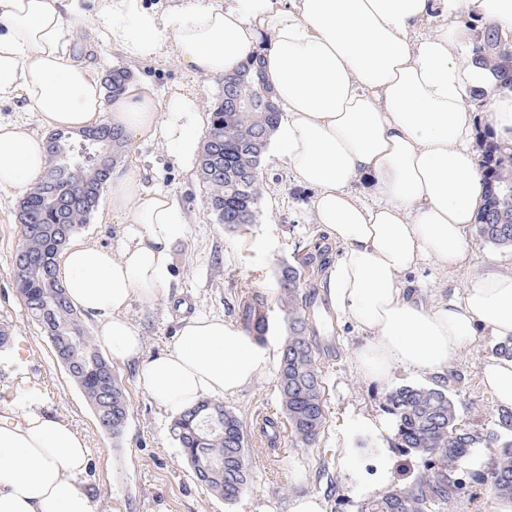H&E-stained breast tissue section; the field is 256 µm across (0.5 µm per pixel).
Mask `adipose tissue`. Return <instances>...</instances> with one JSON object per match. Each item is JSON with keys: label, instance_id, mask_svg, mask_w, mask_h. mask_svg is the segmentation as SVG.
<instances>
[{"label": "adipose tissue", "instance_id": "ef3b65f1", "mask_svg": "<svg viewBox=\"0 0 512 512\" xmlns=\"http://www.w3.org/2000/svg\"><path fill=\"white\" fill-rule=\"evenodd\" d=\"M75 0H0V101L23 103L52 131L109 122L125 140H161L192 160L200 146L196 101L160 100L145 80L106 98L102 77L75 58L64 10ZM512 45V0H101L99 24L130 62L176 54L209 77L260 56L288 121L280 145L296 182L312 190L315 221L344 248L320 288L337 320L364 342L357 367L371 383L395 368L445 382L480 337L512 335V268L479 278L461 298L426 306L405 276L424 260L458 270L484 202L469 106L485 101L496 141L512 145V89L463 48L469 19ZM45 142L22 123L0 122V190L35 181ZM367 177L377 202L353 190ZM112 213L135 225L121 254L70 242L57 274L73 305L93 317L113 359L139 362L142 338L125 313L152 301L169 276L170 247L188 216L166 191L146 190L112 168ZM251 336L219 317L184 321L173 348L139 363V383L178 412L233 394L267 367ZM89 449L51 416L0 414V512H96L77 483Z\"/></svg>", "mask_w": 512, "mask_h": 512}]
</instances>
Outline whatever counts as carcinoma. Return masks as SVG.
Instances as JSON below:
<instances>
[{"label": "carcinoma", "instance_id": "obj_1", "mask_svg": "<svg viewBox=\"0 0 512 512\" xmlns=\"http://www.w3.org/2000/svg\"><path fill=\"white\" fill-rule=\"evenodd\" d=\"M480 60L494 71L501 84L512 88V50L501 47L489 34L478 47ZM128 72H107L103 85L107 97L120 93ZM259 106L237 118L226 111L220 95L211 112L198 162V175L206 190L205 203L218 223L234 229L239 212L256 213L262 195L260 167L269 148L261 140L247 146L251 127L271 139L282 122V112ZM46 140L58 143L60 156H46L41 175L27 188L18 205L21 242L12 262L16 291L27 314L50 343L54 358L67 372L91 406L99 427L119 441L125 432L130 409L125 387L105 376L111 364L96 344L83 313L69 301L56 278V261L70 240L96 211L104 186L112 173L98 164L99 154L124 152L119 133L108 122L81 131L79 146L67 150L65 136L52 133ZM485 200L478 216V234L487 243L512 247V149L494 139L481 137ZM220 150L224 162L237 175L254 171L242 183L229 187L224 169L212 173L203 163L211 150ZM308 256L296 265L285 264L277 275V296L288 323L278 369L277 387L286 422L302 443L315 442L324 428L325 377L319 367L316 329L310 322L315 298L313 278L325 260ZM242 328L264 339L269 306L265 295L246 290L241 299ZM385 412L396 431L395 447L418 453L428 474L408 489L385 494L362 504L359 512H448L449 500L459 483L451 474L476 448H496L490 483L499 496H512V413L498 414L497 429L481 437L457 427V406L443 385H401L385 397ZM171 435L190 464L196 479L208 490L235 502L251 480L246 463L245 434L235 413L218 399L204 398L177 414Z\"/></svg>", "mask_w": 512, "mask_h": 512}]
</instances>
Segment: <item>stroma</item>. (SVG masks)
Here are the masks:
<instances>
[{
  "instance_id": "stroma-1",
  "label": "stroma",
  "mask_w": 512,
  "mask_h": 512,
  "mask_svg": "<svg viewBox=\"0 0 512 512\" xmlns=\"http://www.w3.org/2000/svg\"><path fill=\"white\" fill-rule=\"evenodd\" d=\"M81 17L73 23V44L91 58L99 72L126 67L131 78L152 83L160 98L182 93L212 112L223 79L198 74L175 55L147 63H126L103 31L96 27L99 0H81ZM150 189L172 192L190 216L182 239L171 246L170 274L156 299L133 302L127 317L141 332L144 358L171 349L182 320L219 316L238 324V304L244 290L265 293L269 299V328L263 345L272 362L252 384L224 397L227 409L240 419L247 441L246 459L252 483L235 502L228 503L197 481L190 465L169 433L173 418L154 401L137 380L136 365L113 361L130 404L124 436L113 441L97 424L93 411L66 371L58 365L48 340L28 318L13 285L11 262L20 243L18 204L24 187L0 190V324L9 325L14 340L0 354V410L14 408L53 415L82 435L90 451L89 467L80 486L96 502L97 512H289L300 494L320 496L327 512H359L371 499L368 482L390 467V487L412 486L424 471L419 455L394 446L393 430L380 433L357 427L358 418L386 420L382 406L386 393L402 384L431 385L430 376L395 369L379 385L358 372L355 352L363 338L330 312L318 299L315 320L325 348L319 361L324 371L326 421L318 440L310 445L283 431L275 443L261 441L256 422L280 416L276 362L287 334L284 313L276 300V273L281 264L297 263L316 249L336 260L340 246L322 233L311 210L312 192L298 185L277 145H270L261 170L262 196L253 224L231 231L216 223L204 204L205 189L196 163L183 164L164 142L133 143L123 158ZM78 240L98 243L120 252L131 243V225L113 221L107 200H100ZM471 261L461 270H444L433 262L409 273L408 279L427 305L448 293L464 292L481 275L512 266V249L468 240ZM494 338L484 337L465 351L448 372L449 390L457 403L458 423L470 432L486 435L494 429L499 407L481 382L484 362L493 355ZM22 363H15L14 352ZM493 449L478 448L457 473L461 489L450 512H492L495 496L485 471Z\"/></svg>"
}]
</instances>
